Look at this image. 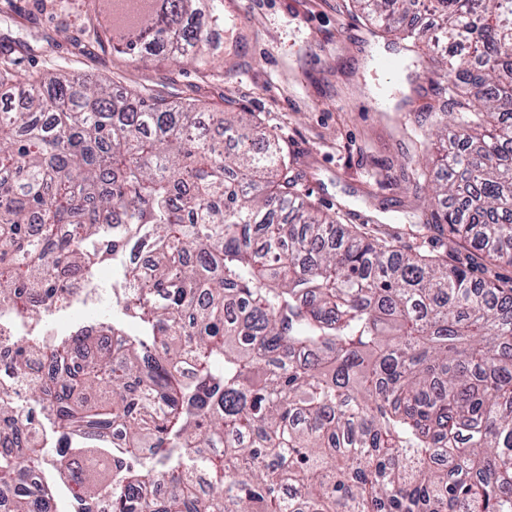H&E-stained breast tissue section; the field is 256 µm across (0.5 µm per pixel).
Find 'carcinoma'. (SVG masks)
<instances>
[{
	"instance_id": "carcinoma-1",
	"label": "carcinoma",
	"mask_w": 512,
	"mask_h": 512,
	"mask_svg": "<svg viewBox=\"0 0 512 512\" xmlns=\"http://www.w3.org/2000/svg\"><path fill=\"white\" fill-rule=\"evenodd\" d=\"M383 25L419 0H353ZM112 46L207 68L224 0H149ZM467 148L424 152L422 223L512 266V0H435ZM0 512H512V283L360 236L305 202L239 112L0 48ZM124 264L112 307L44 319ZM65 487L69 508H59ZM106 315L112 321V297L107 293L97 299L89 300L86 304L76 303L65 310L46 319L43 333L60 335L69 332L77 323L95 316Z\"/></svg>"
}]
</instances>
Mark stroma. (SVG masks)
Wrapping results in <instances>:
<instances>
[{
	"label": "stroma",
	"mask_w": 512,
	"mask_h": 512,
	"mask_svg": "<svg viewBox=\"0 0 512 512\" xmlns=\"http://www.w3.org/2000/svg\"><path fill=\"white\" fill-rule=\"evenodd\" d=\"M224 14L223 60L207 75L161 56L138 63L114 53V0H0V43L24 41L21 70L106 76L119 94L253 114L320 211L431 255H468L436 226L417 223L419 203L407 191L447 69H410L409 54L372 34L351 0H224ZM89 15L99 40L84 31ZM111 313L105 293L48 317L43 332L64 334Z\"/></svg>",
	"instance_id": "1"
}]
</instances>
